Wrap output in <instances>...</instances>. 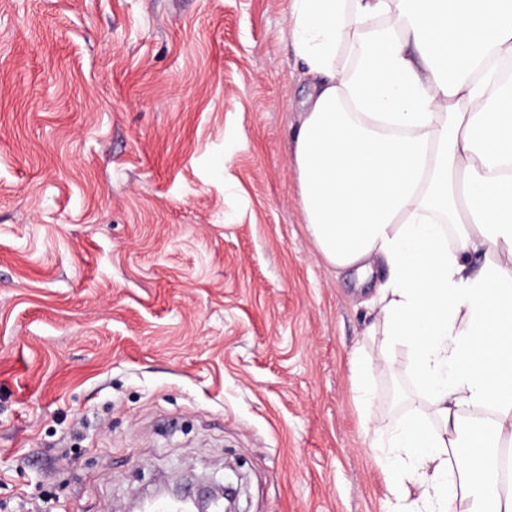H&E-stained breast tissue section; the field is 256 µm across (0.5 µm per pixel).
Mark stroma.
<instances>
[{"label": "stroma", "instance_id": "1", "mask_svg": "<svg viewBox=\"0 0 512 512\" xmlns=\"http://www.w3.org/2000/svg\"><path fill=\"white\" fill-rule=\"evenodd\" d=\"M289 4L0 0V512L188 473L238 512H386L373 432L432 414L369 333L382 266L306 231Z\"/></svg>", "mask_w": 512, "mask_h": 512}]
</instances>
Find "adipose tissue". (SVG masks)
Masks as SVG:
<instances>
[{"mask_svg": "<svg viewBox=\"0 0 512 512\" xmlns=\"http://www.w3.org/2000/svg\"><path fill=\"white\" fill-rule=\"evenodd\" d=\"M288 40L311 80L292 139L306 230L332 269L383 265L384 341L413 350L441 422L372 438L389 512H512V0H291Z\"/></svg>", "mask_w": 512, "mask_h": 512, "instance_id": "ef3b65f1", "label": "adipose tissue"}]
</instances>
